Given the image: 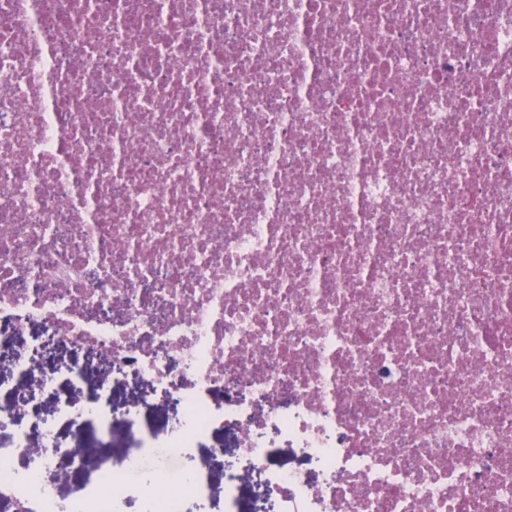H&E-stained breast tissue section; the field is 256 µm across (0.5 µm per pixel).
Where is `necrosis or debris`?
<instances>
[{
    "label": "necrosis or debris",
    "instance_id": "4bbe7bcc",
    "mask_svg": "<svg viewBox=\"0 0 512 512\" xmlns=\"http://www.w3.org/2000/svg\"><path fill=\"white\" fill-rule=\"evenodd\" d=\"M0 322L182 406L80 499L18 433L32 512H181L230 426L277 512H512V0H0ZM270 447L268 448L272 459L280 466L291 469L303 470L312 473L309 461L298 448H286L279 445L277 442L270 440Z\"/></svg>",
    "mask_w": 512,
    "mask_h": 512
}]
</instances>
